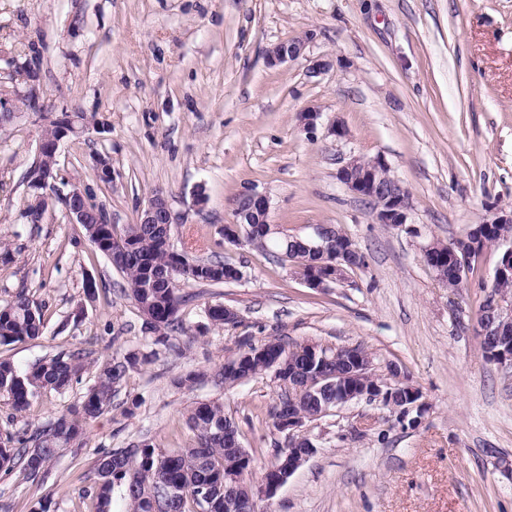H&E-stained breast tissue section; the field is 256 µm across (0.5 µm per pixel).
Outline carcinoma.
Here are the masks:
<instances>
[{
	"label": "carcinoma",
	"instance_id": "1",
	"mask_svg": "<svg viewBox=\"0 0 512 512\" xmlns=\"http://www.w3.org/2000/svg\"><path fill=\"white\" fill-rule=\"evenodd\" d=\"M106 231L109 241L100 249L112 259L113 236H118L132 249L116 259V269L126 277L127 295L140 314H146V324L157 333L155 344L173 346L172 340L186 332L178 312L181 302L178 285L167 279L172 255L159 237L167 228L156 224H128L117 230L114 224H90ZM252 248L283 261V255L297 262L306 260L304 248L285 231L276 235L257 236L247 240ZM497 245L496 237L487 236L473 250L463 240L453 243L457 255L453 266L444 270L448 288L459 287L476 275L477 262L485 248ZM233 264L223 260L199 261L189 279L219 284ZM43 315L39 307L24 294H19L0 306V343L33 341L43 335ZM278 352L291 368L306 369L308 345L289 346L283 340L270 337L259 343L247 344L230 361L255 376L269 371L260 350ZM150 356L129 352L112 355L103 361L79 402L53 421L21 436H7L0 441V472L6 475L19 472L31 481H44L52 462L67 447L84 440L88 426L112 406L115 388L130 372L149 363ZM84 355L80 351L46 357L28 369H21L7 358H0V397L14 412L26 411L34 398L46 391L62 393L79 383L84 370ZM238 375L222 364L216 370H191L181 375L177 384L192 388L207 380L227 387L237 385ZM303 381L291 382L278 393L273 409L291 403L304 417L317 413ZM187 423L196 433L197 445L163 452L147 440L128 448L104 452L93 467V482L87 493L95 501V512H111L112 494L120 487L128 501L129 512H228L224 508V472L236 458L224 443V429L234 427L224 414V405L217 401L199 402L190 410Z\"/></svg>",
	"mask_w": 512,
	"mask_h": 512
}]
</instances>
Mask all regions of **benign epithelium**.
Masks as SVG:
<instances>
[{
	"label": "benign epithelium",
	"instance_id": "benign-epithelium-1",
	"mask_svg": "<svg viewBox=\"0 0 512 512\" xmlns=\"http://www.w3.org/2000/svg\"><path fill=\"white\" fill-rule=\"evenodd\" d=\"M305 44L304 40L282 41L269 50L268 61L271 64L292 61L302 54ZM54 122L56 136L52 139L40 138L37 157L30 169V183L37 190L53 186L56 179L55 171L40 166L41 158L45 155L58 158L59 147L64 139L80 131H88V128L80 126L79 118L72 114H63L54 119ZM387 170L389 165L381 156L370 160L353 156L338 168L336 178L356 196L372 201L371 216L375 223L409 226L412 224L409 193L397 179L391 182L382 180L381 174ZM64 202L68 218L73 224L109 223L105 211L91 203L86 193L76 186L65 195ZM269 212L270 201L266 195L252 189L245 190L235 200L233 221L224 225V239L229 242L242 241L243 224H257L263 233L277 230L270 223ZM138 223H175L165 197L160 194L152 196L142 209ZM494 224H512V210L501 209L492 220L471 228L468 235L474 239L472 246H477V241L483 239V234L491 230ZM333 234L341 236V233L335 232L334 227L320 225L316 228L315 236L307 238V243L304 244L311 259L304 266L294 267V270L307 272V276L300 278V281L309 288L323 290L340 282L344 279L346 267L358 258L359 251L351 241L338 243L334 253L328 251L325 241ZM500 247L501 252L494 271L496 278L512 273V239H502ZM480 325L481 336L485 341L492 336L512 337V298L498 294L489 296L485 301ZM306 389L315 401L321 403L326 415L347 404L365 401L397 411L396 417L401 425L416 428L427 409V405L421 401L418 389L397 381L392 382L371 372L370 367L364 366L356 356L340 359V366L336 368L335 398L324 399L327 391L323 377L316 374L309 375ZM305 422L306 418L290 409L281 411L278 419L279 430L288 432V440L293 442V447L283 452V461L276 460L274 466L269 468L273 476H263L260 493L264 496L272 497L316 452L310 439L300 433ZM246 476L245 471L224 476V482L229 484V490L233 492V498L228 503L233 512H257L256 498L243 494L250 487Z\"/></svg>",
	"mask_w": 512,
	"mask_h": 512
}]
</instances>
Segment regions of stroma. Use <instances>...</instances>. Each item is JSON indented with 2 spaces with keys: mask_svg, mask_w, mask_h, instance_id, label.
Segmentation results:
<instances>
[{
  "mask_svg": "<svg viewBox=\"0 0 512 512\" xmlns=\"http://www.w3.org/2000/svg\"><path fill=\"white\" fill-rule=\"evenodd\" d=\"M302 38L304 55L268 63L275 44ZM319 58L332 66L315 76ZM25 63L40 109L0 125V303L25 294L45 330L0 344V358L26 368L61 351L90 356L68 391L45 392L20 414L0 403V433L19 436L65 412L113 353L154 359L117 387L44 483L0 473V512H28L45 495L56 512H94L85 491L98 456L143 439L166 452L192 447L188 411L209 400L238 426L260 487L286 443L269 415L281 389L273 373L230 389L176 380L272 336L361 347L377 373L417 388L428 410L415 428L364 403L305 423L315 454L273 497L258 496L259 512H512V370L485 360L479 336L500 250L486 249L479 280L453 291L421 253L512 208V0H0V96L27 92L17 72ZM309 107L322 113L311 133L299 124ZM65 111L96 125L61 142L59 181L84 189L120 228L163 192L174 250L241 270L224 284L180 279L188 349L155 346L122 273L68 223L60 195L40 223L28 222L44 117ZM335 120L348 137L329 134ZM97 154L112 163L111 184L94 175ZM353 156L387 161L409 192L413 231L373 223L337 180ZM247 189L269 197L271 223L288 234L341 228L363 266L314 290L288 265L225 242L232 203ZM216 304L238 322L213 326L206 310Z\"/></svg>",
  "mask_w": 512,
  "mask_h": 512,
  "instance_id": "35a3bbf8",
  "label": "stroma"
}]
</instances>
